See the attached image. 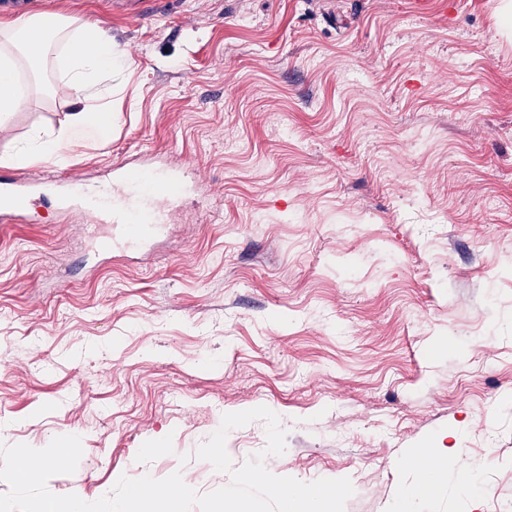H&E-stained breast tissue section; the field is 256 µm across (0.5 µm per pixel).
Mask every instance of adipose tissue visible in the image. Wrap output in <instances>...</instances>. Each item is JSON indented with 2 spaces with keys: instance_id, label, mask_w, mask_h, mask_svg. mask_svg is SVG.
I'll list each match as a JSON object with an SVG mask.
<instances>
[{
  "instance_id": "obj_1",
  "label": "adipose tissue",
  "mask_w": 512,
  "mask_h": 512,
  "mask_svg": "<svg viewBox=\"0 0 512 512\" xmlns=\"http://www.w3.org/2000/svg\"><path fill=\"white\" fill-rule=\"evenodd\" d=\"M57 59L64 87L78 107L70 117L71 128L87 124L107 127L111 111L91 100L90 87L101 75L111 73L117 59L112 41L97 23L62 15L20 14L0 19V128L27 100L29 87L22 72L38 76L49 59ZM63 136L33 133L29 141L11 153L0 155V165L24 164L35 159L56 162L65 159ZM447 449L407 454L403 467L410 483L400 494L401 503L422 497L432 477L431 460L447 456Z\"/></svg>"
}]
</instances>
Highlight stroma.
Wrapping results in <instances>:
<instances>
[{
    "label": "stroma",
    "instance_id": "stroma-1",
    "mask_svg": "<svg viewBox=\"0 0 512 512\" xmlns=\"http://www.w3.org/2000/svg\"><path fill=\"white\" fill-rule=\"evenodd\" d=\"M500 0H30L99 21L123 61L112 126L14 175L103 187L149 158L187 195L134 251L75 209L0 222V442L82 439L57 495L120 476L226 486L195 449L264 406L265 461L350 479L345 512H392L406 453L449 448L413 512H512V34ZM35 94L0 154L63 131ZM264 422L229 431L243 464ZM189 455L180 463V455Z\"/></svg>",
    "mask_w": 512,
    "mask_h": 512
}]
</instances>
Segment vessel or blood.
Masks as SVG:
<instances>
[{"label": "vessel or blood", "mask_w": 512, "mask_h": 512, "mask_svg": "<svg viewBox=\"0 0 512 512\" xmlns=\"http://www.w3.org/2000/svg\"><path fill=\"white\" fill-rule=\"evenodd\" d=\"M182 187L171 175H155L149 171H124L114 186L95 193L78 192L75 206L89 215L93 225L109 224L119 229L120 237H102L106 248H114L117 240L138 245L145 230H158L164 213L181 199ZM43 195L36 187L9 175L0 177V219L21 218Z\"/></svg>", "instance_id": "1"}]
</instances>
